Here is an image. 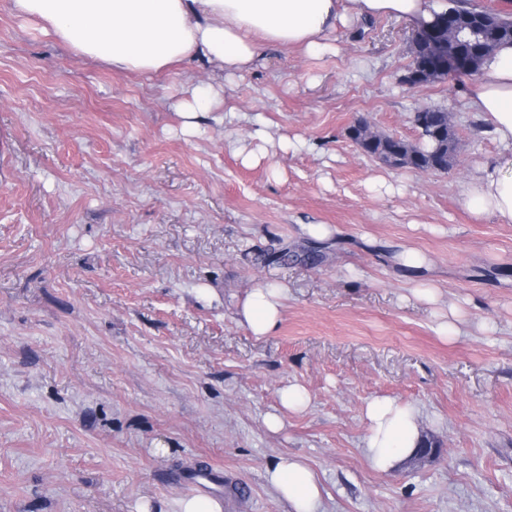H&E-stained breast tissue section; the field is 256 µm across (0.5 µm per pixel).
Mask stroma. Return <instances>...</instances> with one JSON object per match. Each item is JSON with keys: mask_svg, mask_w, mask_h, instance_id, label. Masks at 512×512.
<instances>
[{"mask_svg": "<svg viewBox=\"0 0 512 512\" xmlns=\"http://www.w3.org/2000/svg\"><path fill=\"white\" fill-rule=\"evenodd\" d=\"M413 31L383 16L225 79L202 62L145 75L0 0V512H175L199 493L288 512L264 480L288 455L320 512H512V223L461 196L500 147L469 76L401 82ZM218 79L223 106L187 129L184 89ZM429 106L458 138L448 171L387 167L346 135L363 116L416 140ZM404 248L428 257L435 300ZM260 280L288 290L262 339L237 315ZM291 383L310 405L270 431ZM379 396L416 405L440 454L372 469Z\"/></svg>", "mask_w": 512, "mask_h": 512, "instance_id": "1", "label": "stroma"}]
</instances>
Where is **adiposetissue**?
Returning a JSON list of instances; mask_svg holds the SVG:
<instances>
[{
    "mask_svg": "<svg viewBox=\"0 0 512 512\" xmlns=\"http://www.w3.org/2000/svg\"><path fill=\"white\" fill-rule=\"evenodd\" d=\"M18 15L36 21L77 55L118 72L157 73L173 64L203 60L220 74L249 70L268 45L308 54L330 50L337 25L359 17L396 16L414 27L448 10V0H12ZM468 104L483 131L502 148L465 183L462 197L476 215L512 223V44L499 46L471 84ZM286 290L259 282L238 308L256 337L271 335L284 310ZM365 454L375 470L395 471L420 445V412L393 398L364 408ZM265 479L292 512H318L322 490L300 458L269 465Z\"/></svg>",
    "mask_w": 512,
    "mask_h": 512,
    "instance_id": "obj_1",
    "label": "adipose tissue"
}]
</instances>
